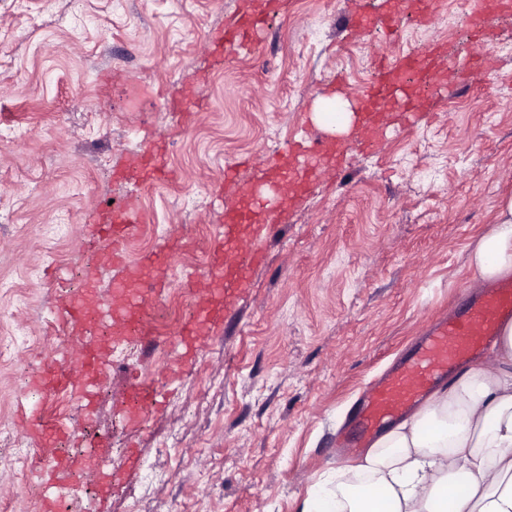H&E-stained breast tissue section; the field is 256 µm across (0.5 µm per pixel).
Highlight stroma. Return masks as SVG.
Listing matches in <instances>:
<instances>
[{
	"label": "stroma",
	"instance_id": "35a3bbf8",
	"mask_svg": "<svg viewBox=\"0 0 512 512\" xmlns=\"http://www.w3.org/2000/svg\"><path fill=\"white\" fill-rule=\"evenodd\" d=\"M245 0H0V512H47L58 491L29 466L26 417L57 415L64 452L95 449L71 496L75 512H299L318 475L351 461L336 436L376 375L405 357L431 322L471 294L468 247L512 183V18L480 50L489 74H456L371 151L322 168L235 304L186 364L171 366L179 327L140 364H114L92 405L57 414L66 390L32 376L82 346L63 336L61 307L93 285L112 293L118 269L95 276L74 259L97 250L85 225L109 207L137 216L123 251L136 263L175 245L167 292L188 296L230 193L224 168L265 180L289 142L330 140L314 120L322 98L350 103L380 61L428 45L454 61L471 49L459 0L396 36L345 24L357 0H280L262 53L232 59L208 40ZM343 84H336L337 76ZM176 135L171 178L130 179L150 142ZM27 374H20L19 365ZM163 395L141 427L124 399L132 379ZM122 473L102 495L109 469Z\"/></svg>",
	"mask_w": 512,
	"mask_h": 512
}]
</instances>
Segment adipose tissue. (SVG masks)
<instances>
[{
	"mask_svg": "<svg viewBox=\"0 0 512 512\" xmlns=\"http://www.w3.org/2000/svg\"><path fill=\"white\" fill-rule=\"evenodd\" d=\"M475 289L512 276V196L471 244ZM301 512H512V322L448 388L316 484Z\"/></svg>",
	"mask_w": 512,
	"mask_h": 512,
	"instance_id": "1",
	"label": "adipose tissue"
}]
</instances>
